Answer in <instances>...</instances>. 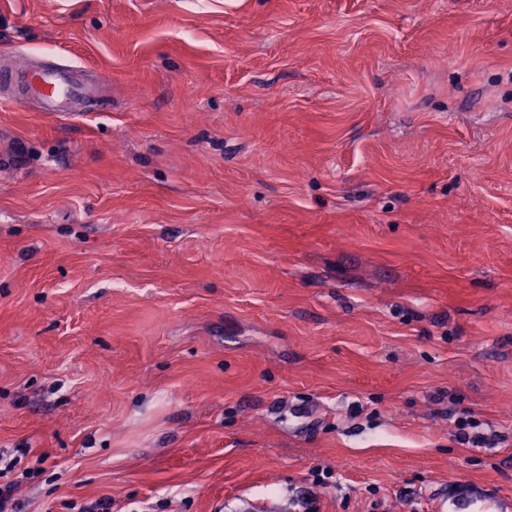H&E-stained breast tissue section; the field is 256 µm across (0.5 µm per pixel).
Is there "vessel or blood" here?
<instances>
[{"instance_id":"vessel-or-blood-1","label":"vessel or blood","mask_w":512,"mask_h":512,"mask_svg":"<svg viewBox=\"0 0 512 512\" xmlns=\"http://www.w3.org/2000/svg\"><path fill=\"white\" fill-rule=\"evenodd\" d=\"M76 72L73 65L41 70L29 77L28 90L47 101L55 115H66L67 102L86 99L98 91L97 85L79 80Z\"/></svg>"}]
</instances>
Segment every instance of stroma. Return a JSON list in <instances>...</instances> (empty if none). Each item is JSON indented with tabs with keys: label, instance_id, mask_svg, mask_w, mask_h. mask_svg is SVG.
<instances>
[{
	"label": "stroma",
	"instance_id": "35a3bbf8",
	"mask_svg": "<svg viewBox=\"0 0 512 512\" xmlns=\"http://www.w3.org/2000/svg\"><path fill=\"white\" fill-rule=\"evenodd\" d=\"M54 64L95 105L0 83L15 512L512 507V0H0ZM448 418L453 419L454 438L460 444H468L474 448H483L486 444H492L491 439L484 434L475 431L481 426V423L475 419L470 411L462 410L460 412L448 410Z\"/></svg>",
	"mask_w": 512,
	"mask_h": 512
}]
</instances>
